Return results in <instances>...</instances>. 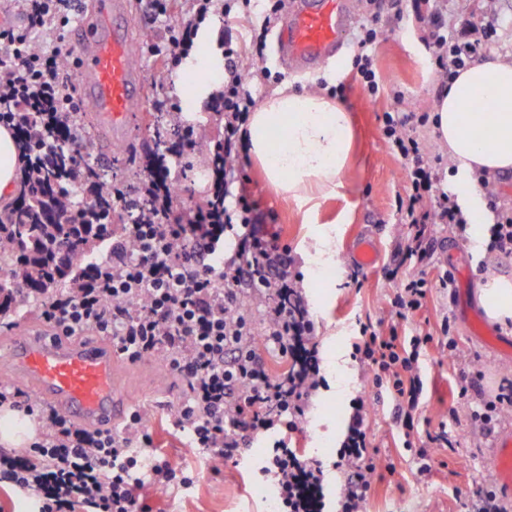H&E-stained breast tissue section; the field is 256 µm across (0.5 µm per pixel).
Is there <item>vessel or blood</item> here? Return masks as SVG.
<instances>
[{
	"label": "vessel or blood",
	"instance_id": "b4317fda",
	"mask_svg": "<svg viewBox=\"0 0 512 512\" xmlns=\"http://www.w3.org/2000/svg\"><path fill=\"white\" fill-rule=\"evenodd\" d=\"M351 18V0H296L289 17L274 25L283 62L317 68L338 53ZM83 40L85 52L77 74L82 111L93 116L98 129L133 138L146 78L134 63L127 0H99ZM0 361L12 365L21 385L33 389L46 405L91 430L111 429L134 403L116 378L125 356L93 331L68 342L31 321L0 336ZM490 466L503 498L512 500L511 433L501 435Z\"/></svg>",
	"mask_w": 512,
	"mask_h": 512
}]
</instances>
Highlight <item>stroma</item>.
Instances as JSON below:
<instances>
[{"mask_svg": "<svg viewBox=\"0 0 512 512\" xmlns=\"http://www.w3.org/2000/svg\"><path fill=\"white\" fill-rule=\"evenodd\" d=\"M74 0H63L59 11L48 24L33 32L31 40L40 49L62 47L70 62H77L81 45L75 36L82 21L92 20L97 0H81L83 11L75 13ZM131 36L139 47V66L147 79L144 109L183 107L185 99L178 95L175 81L183 76V67L162 64L152 57L147 47L164 40L171 29L193 18L196 0H173L166 19L155 22L146 0H128ZM441 9L449 34L466 40L472 26L492 21L496 31L485 51L486 56L512 60V0H375L359 11V21L374 20L381 35L374 49V67L381 78L378 94H369L351 71L350 59L327 65L312 74L284 72L274 53H267L266 65L280 73L281 79L255 88L261 99L277 89L279 83L300 90L327 83L343 85V105L353 118V160L342 175V186L336 196L318 205L304 204L277 193L271 188L258 161L246 168L247 188L258 204V226L273 233L279 245L288 246L295 259V271L310 305L325 382L318 390L313 405L298 429L288 435L289 447L301 456L322 462L327 471L324 502L328 512L336 507V492L342 475L333 466L336 448L342 439L352 400L367 393L371 400L367 433L381 456L391 458L396 466L393 476L376 484L365 502V512H467L476 493L485 490L492 472L488 457L498 437L512 430V411L494 415L490 431L480 430L462 400L479 404L493 398L504 378L512 374V329L487 324L488 334L497 336L492 345L474 335L473 318L484 317L477 299V287L487 274L494 273L512 280V259L499 258L486 252L484 246L462 241L449 224L434 227L436 238L434 265L421 270L415 262H406L404 272L427 273L436 278L442 272L466 270L467 279L455 282L453 292L433 289L426 306L405 320H398L389 300L400 281L391 276L393 253L402 241L404 229L394 206L396 195L406 193L403 160L387 146L382 134L385 112L422 113L432 108L440 85L419 48L429 35L424 22L432 9ZM193 128L201 143L188 151L182 160L186 175L181 180L176 207L189 210L205 203L210 189L208 172L211 164L208 143L218 130L214 97L198 103L191 115ZM92 151L84 160L100 168L106 179L128 187L135 186L141 160L155 148L153 130L142 126L128 156L115 154L114 140L92 133ZM373 239L380 249L375 268L356 266L351 245L358 237ZM327 238L334 253L337 277L314 282L306 266L309 243ZM450 319V336L439 335L442 319ZM383 321L398 323L399 334L408 338L420 331H431L435 339L419 358L423 380L420 410L415 418L419 433L435 430L439 422H447L457 445L441 452L431 475L417 479V464L404 446L405 430L395 418V403L385 388L376 386L372 376L363 374L352 355V345L360 336L362 323ZM145 370H130L132 388L150 387L141 409L158 451L175 464L192 470L193 487L184 494L168 498L170 512H269L270 507L255 490L265 479L258 472L263 451L272 447L275 438L255 440L246 445L234 461L225 462L221 474H213L212 463L202 451L192 448L188 439L172 432L168 425L171 410L186 391L183 378L169 371L158 358L145 360ZM480 373L477 390L460 397L462 375ZM458 407L457 418H450V407Z\"/></svg>", "mask_w": 512, "mask_h": 512, "instance_id": "obj_1", "label": "stroma"}]
</instances>
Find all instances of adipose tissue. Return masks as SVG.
Masks as SVG:
<instances>
[{
    "mask_svg": "<svg viewBox=\"0 0 512 512\" xmlns=\"http://www.w3.org/2000/svg\"><path fill=\"white\" fill-rule=\"evenodd\" d=\"M497 104L490 136L472 124L470 106ZM431 123L439 143L455 166L464 191L466 212L486 211L474 175L512 171V61L493 57L467 66L436 95ZM245 142L261 164L268 184L303 203L336 194L353 144L350 116L321 91L282 86L264 97L252 112ZM21 155L12 127L0 125V205H7L18 180ZM480 297L491 322L512 320V280L496 277L481 286Z\"/></svg>",
    "mask_w": 512,
    "mask_h": 512,
    "instance_id": "1",
    "label": "adipose tissue"
}]
</instances>
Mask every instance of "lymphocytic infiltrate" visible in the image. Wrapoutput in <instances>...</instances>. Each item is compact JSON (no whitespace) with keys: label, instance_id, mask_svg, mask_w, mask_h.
<instances>
[{"label":"lymphocytic infiltrate","instance_id":"obj_1","mask_svg":"<svg viewBox=\"0 0 512 512\" xmlns=\"http://www.w3.org/2000/svg\"><path fill=\"white\" fill-rule=\"evenodd\" d=\"M28 29H0V74L31 89L19 101L21 112H44L46 96L59 90L61 49L34 52L29 32L44 27L58 0H27ZM426 46L442 83L451 82L483 48L491 27L479 24L467 41L449 37L440 10L428 18ZM228 64L216 93L224 112L225 203L203 206L174 216L172 198L181 175L166 158L147 177L150 192L163 202L150 219L126 205V194L113 187L123 224L98 263L97 272L78 287L52 293L42 315L57 335L72 337L88 330L111 337L121 354L140 359L160 356L183 377L186 397L169 417L173 430L187 434L193 447L214 462L237 456L257 436L275 430H296L323 384L315 323L291 267L287 248L256 226L257 204L235 181H246L241 155L242 127L256 100L253 81L270 79L266 68L242 75L233 60L236 44L225 40ZM428 113H385L384 134L390 149L404 159L409 189L397 197L396 211L407 226L395 262L426 265L434 255L432 227L452 224L465 231L471 218L455 194L434 192L442 155L430 153L416 134ZM234 239L232 254L224 243ZM449 290L450 274L438 280L406 275L391 306L398 318L422 309L432 286ZM264 307V342L269 353L291 362L287 374H271L257 355L253 310L241 298L244 288ZM431 334L402 341L397 326L361 327L353 345L358 363L386 384L397 401L396 416L413 429L423 381L418 360ZM24 409L36 417L40 433L23 452L0 454V482L22 492H35L38 512H163L166 494L189 489L187 470L152 448L153 438L140 411H132L121 429L92 431L64 414L43 407L8 383L0 384V407ZM368 403L356 397L343 441L336 451V469L344 480L336 495V512H364L373 485L394 474L395 466L379 456L367 439ZM278 488L275 512H312L311 497H323L325 471L320 461L298 457L286 440L275 441L261 468Z\"/></svg>","mask_w":512,"mask_h":512}]
</instances>
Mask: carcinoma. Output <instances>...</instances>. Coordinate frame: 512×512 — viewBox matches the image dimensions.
<instances>
[{"instance_id":"cac0c4a2","label":"carcinoma","mask_w":512,"mask_h":512,"mask_svg":"<svg viewBox=\"0 0 512 512\" xmlns=\"http://www.w3.org/2000/svg\"><path fill=\"white\" fill-rule=\"evenodd\" d=\"M156 149L142 168L153 165L166 147L178 143L180 126L166 113L152 114ZM44 137L19 133L26 165L18 182L17 199L0 213V309L28 300L42 301L56 288H73L93 266L90 259L100 243L99 229L121 223L115 217L112 187L93 198H77L74 190L84 181L103 182L93 164L64 145L48 146Z\"/></svg>"}]
</instances>
